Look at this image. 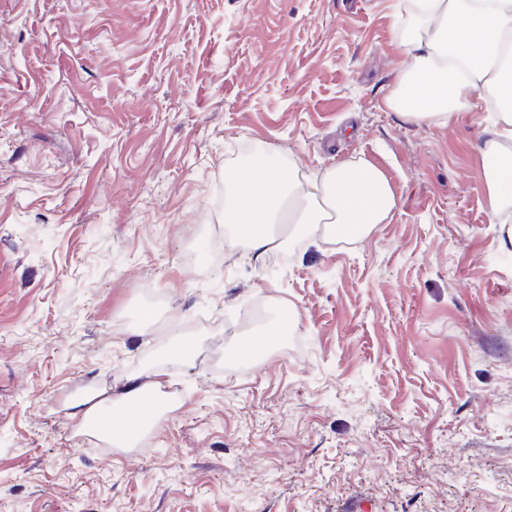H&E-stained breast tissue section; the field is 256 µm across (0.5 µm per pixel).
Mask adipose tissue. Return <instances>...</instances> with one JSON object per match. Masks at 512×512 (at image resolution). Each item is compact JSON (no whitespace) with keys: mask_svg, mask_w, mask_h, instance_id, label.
<instances>
[{"mask_svg":"<svg viewBox=\"0 0 512 512\" xmlns=\"http://www.w3.org/2000/svg\"><path fill=\"white\" fill-rule=\"evenodd\" d=\"M402 62L385 97L389 111L416 125L445 126L487 107L492 128L479 145L482 176L498 223L512 222V0H401L394 23ZM230 242L257 259L283 247L276 225L297 234L359 239L386 223L396 198L385 174L349 161L305 176L268 151L224 172ZM162 404L152 381L71 404L82 431L119 447L153 425Z\"/></svg>","mask_w":512,"mask_h":512,"instance_id":"ef3b65f1","label":"adipose tissue"}]
</instances>
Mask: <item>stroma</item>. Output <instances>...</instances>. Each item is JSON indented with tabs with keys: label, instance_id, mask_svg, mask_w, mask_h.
<instances>
[{
	"label": "stroma",
	"instance_id": "35a3bbf8",
	"mask_svg": "<svg viewBox=\"0 0 512 512\" xmlns=\"http://www.w3.org/2000/svg\"><path fill=\"white\" fill-rule=\"evenodd\" d=\"M395 9L0 0V512H512L490 118L385 108ZM258 147L303 174L363 160L397 206L358 240L215 266L224 167ZM259 295L262 323L296 320L248 354ZM156 363L181 391L151 453L77 434L70 401Z\"/></svg>",
	"mask_w": 512,
	"mask_h": 512
}]
</instances>
